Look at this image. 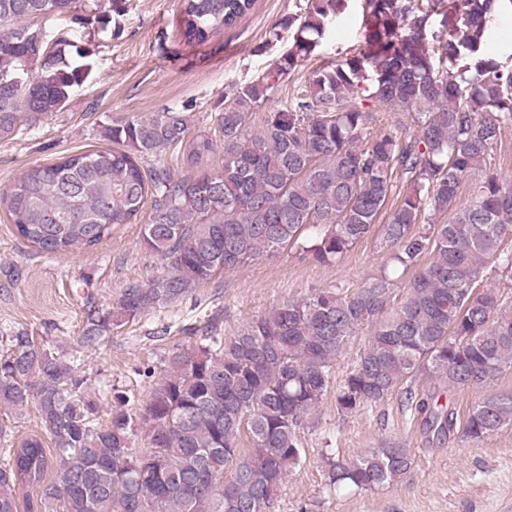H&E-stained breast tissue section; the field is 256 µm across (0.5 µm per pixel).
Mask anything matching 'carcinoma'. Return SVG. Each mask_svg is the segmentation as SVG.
<instances>
[{
    "instance_id": "carcinoma-1",
    "label": "carcinoma",
    "mask_w": 512,
    "mask_h": 512,
    "mask_svg": "<svg viewBox=\"0 0 512 512\" xmlns=\"http://www.w3.org/2000/svg\"><path fill=\"white\" fill-rule=\"evenodd\" d=\"M189 43L236 25L254 0H181ZM497 0H365L364 44L336 66L309 76L257 132L248 120L299 59L320 43L346 0H305L278 24L292 31L282 59L262 77L230 84L210 121L221 133L192 132L184 112L165 107L103 127L119 144L33 166L0 197L17 235L47 254L90 249L130 224L146 205L145 249L168 271L127 288L116 313L92 321L82 344L179 300L222 270L296 245L332 264L380 231L394 268L432 260L390 308L384 274L349 291L288 300L233 336L206 332L193 354L175 353L140 408L116 396L112 419L97 422L90 378L23 333L0 356V409L34 403L50 444L24 439L0 460V512H19V487L41 490L27 512H270L288 473L302 459L300 427L331 392L332 362L362 328L368 346L336 388L350 414L397 393L438 441L454 433L457 413L424 377L452 388H481L512 368V303L483 282L486 265L512 272V182L492 172L501 131L512 125V72L481 53ZM103 0H0V140L61 111L90 80L89 50L67 36L31 37L43 20L67 17L106 29ZM432 15L448 30L437 54L420 32ZM410 112L416 132L387 126L373 135L363 102ZM180 146L186 162L212 169L174 176L163 152ZM153 158V164L142 161ZM481 174L469 205H457L463 181ZM396 206L378 219L392 190ZM430 223L415 229L423 211ZM512 428V396L490 395L469 409L464 434L481 440ZM147 435L135 446L138 432ZM247 434L250 448L240 447ZM404 447L373 448L336 463L329 485L382 488L404 478ZM55 480L46 481L49 471Z\"/></svg>"
}]
</instances>
